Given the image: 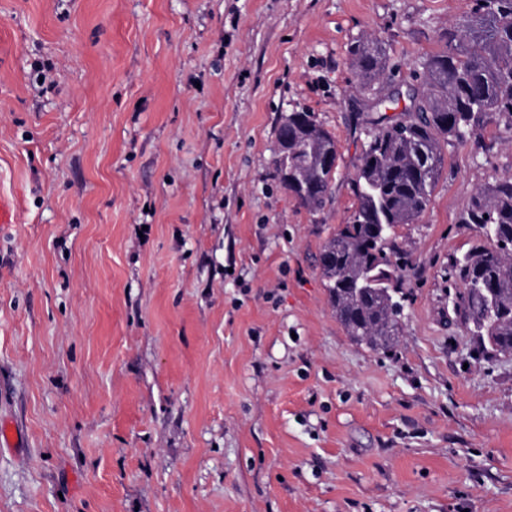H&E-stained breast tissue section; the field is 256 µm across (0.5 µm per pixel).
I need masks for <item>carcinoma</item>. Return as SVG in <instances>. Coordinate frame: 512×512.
<instances>
[{"instance_id": "cac0c4a2", "label": "carcinoma", "mask_w": 512, "mask_h": 512, "mask_svg": "<svg viewBox=\"0 0 512 512\" xmlns=\"http://www.w3.org/2000/svg\"><path fill=\"white\" fill-rule=\"evenodd\" d=\"M445 48L423 59L422 88L399 117L372 120L369 141L353 179L357 206L350 223L323 246L319 262L332 309L347 335L375 351L397 344L404 310L402 252L395 229L425 212L442 173L444 147L464 142L496 119L512 128V0H473L470 13L443 36ZM351 65L360 87L372 91L388 59L378 39L356 42ZM288 136V162L276 161L282 186L308 208L329 196L336 161L323 160L333 136L313 113L281 117L278 137ZM466 224L491 226L493 243H480L456 258L462 283L454 307L473 322L482 352L512 355V176L476 192L462 215ZM493 287L496 312L486 313Z\"/></svg>"}]
</instances>
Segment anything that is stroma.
I'll return each instance as SVG.
<instances>
[{"mask_svg": "<svg viewBox=\"0 0 512 512\" xmlns=\"http://www.w3.org/2000/svg\"><path fill=\"white\" fill-rule=\"evenodd\" d=\"M472 0H0V512H512V357L477 354L453 258L512 129L444 149L393 352L339 323L319 255L357 205L383 92ZM50 85L36 83L37 67ZM336 142L319 210L276 177L282 115ZM351 65L355 69L360 87L375 90L374 84L386 72L388 59L383 43L378 39L356 42L350 49Z\"/></svg>", "mask_w": 512, "mask_h": 512, "instance_id": "35a3bbf8", "label": "stroma"}]
</instances>
